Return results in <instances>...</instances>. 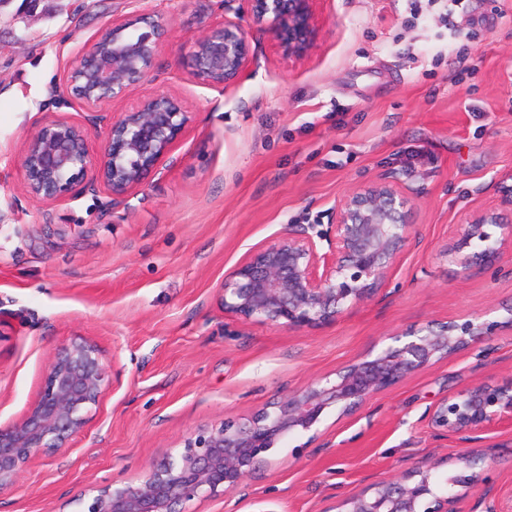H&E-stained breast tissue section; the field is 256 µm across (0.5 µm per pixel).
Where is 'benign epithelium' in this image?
<instances>
[{
	"instance_id": "1",
	"label": "benign epithelium",
	"mask_w": 512,
	"mask_h": 512,
	"mask_svg": "<svg viewBox=\"0 0 512 512\" xmlns=\"http://www.w3.org/2000/svg\"><path fill=\"white\" fill-rule=\"evenodd\" d=\"M224 22L192 47V75L204 84L235 83L250 59L247 34L227 16L237 0H221ZM253 23L273 33L283 51L300 55L312 41V0H246ZM163 24L149 13L112 24L90 43L69 71V88L89 109L127 95L153 67L162 47ZM192 122L177 98L156 94L140 100L111 121L103 155L90 154V130L53 121L29 138L21 157L26 191L52 201L70 193L85 176L101 184L112 204L123 203L139 187ZM410 198L395 175L348 189L330 212L326 228L287 224L269 240L250 248L220 287L224 314L294 330L336 321L373 299L415 238ZM456 246L473 248L465 263L491 268L512 253V225L497 207L465 211L457 224ZM495 324L468 315L389 334L391 343L375 355L347 364L334 379L311 381L243 422L224 421L182 438L174 458L153 466L136 484L97 490L85 512H181L179 506L203 495L237 488L280 440L309 431L323 411L359 410L375 394L398 385L472 342L493 336ZM108 371L96 350L73 342L49 358L43 390L18 422L0 427V489L13 484L28 459L65 447L85 424L84 411L98 403ZM438 434L465 443L472 434L512 425V380L481 382L439 398L426 416ZM457 485L476 489L475 467L493 468L491 453L466 451ZM424 458L408 472L336 505L341 512H461L462 495L439 492L434 469ZM480 489V488H478ZM483 512H505L492 485L480 489Z\"/></svg>"
}]
</instances>
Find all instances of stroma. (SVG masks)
Segmentation results:
<instances>
[{
  "label": "stroma",
  "instance_id": "stroma-1",
  "mask_svg": "<svg viewBox=\"0 0 512 512\" xmlns=\"http://www.w3.org/2000/svg\"><path fill=\"white\" fill-rule=\"evenodd\" d=\"M411 0H313V40L286 55L248 13L251 59L226 88L198 82L194 41L220 25V0H0V426L37 399L50 354L94 346L108 371L99 403L66 448L32 455L0 489V512H82L96 489L135 484L180 439L241 422L312 380L385 347L408 326L512 305V261L482 269L446 251L461 212L498 206L512 174V0H469L444 26ZM137 13L166 25L135 90L91 113L67 89L85 46ZM158 93L193 121L130 197L113 207L83 179L54 201L31 197L21 155L42 125L90 127ZM395 173L416 237L382 290L312 329L225 315L220 284L249 248L287 224H322L351 187ZM512 378V329L373 396L324 411L317 438L279 441L236 489L185 512H324L422 457L453 472L459 443L425 414L442 396ZM493 448L495 490L512 502V427L477 433Z\"/></svg>",
  "mask_w": 512,
  "mask_h": 512
}]
</instances>
